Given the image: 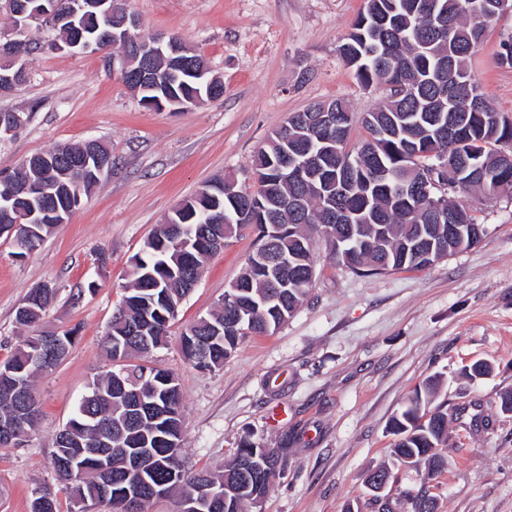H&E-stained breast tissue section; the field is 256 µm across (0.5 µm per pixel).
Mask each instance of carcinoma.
Listing matches in <instances>:
<instances>
[{
    "label": "carcinoma",
    "instance_id": "carcinoma-1",
    "mask_svg": "<svg viewBox=\"0 0 512 512\" xmlns=\"http://www.w3.org/2000/svg\"><path fill=\"white\" fill-rule=\"evenodd\" d=\"M423 0H366L340 51L344 63L364 86L375 82L388 90L378 108L356 117L339 100L316 102L288 115L274 131L272 141L256 154L254 186L238 185L228 175L210 180L184 200L181 211L170 214L133 257L132 282L113 313L107 337L121 344V357L140 356L133 327L143 326L152 348L166 344L172 321L191 291L193 282L212 257L211 219L224 214V239L250 227L256 232V250L277 253L288 260L279 269L283 281L277 300L270 302L265 274L246 263L234 283V299L218 305L205 319L182 333L185 358L196 367L217 369L238 348L246 333L276 331L306 300L315 278V238L336 240L330 258L337 266L363 275L388 271L422 270L435 265L438 255L417 261L405 253L419 227L430 230L434 248L458 253L476 245L483 232L468 209L455 197L479 191L486 195L512 194V171L498 162L502 141L512 126L493 104L466 67L486 38L487 23L503 15L497 0H437L435 12L421 7ZM121 18L104 19L81 12L76 25L86 34L121 32ZM156 84L139 93V101L160 99L167 107L180 102L189 108L205 99H218L224 85L206 86L201 78L183 73L169 76L161 59L153 61ZM328 112L335 122L320 127L311 120ZM366 130L357 150L348 148L355 124ZM294 142L325 149L321 164L344 171L346 193L327 182L313 189L288 178L283 149ZM80 147L64 145L37 157L30 156L13 170L0 169L5 181L39 182L43 198L63 205L70 198L89 197L98 181L73 171L59 178L57 169ZM444 164L457 178L450 179L447 198L436 205L425 193L403 194L418 184L422 173ZM28 301L16 312L18 324L32 326L42 317L49 296ZM223 335L213 336V328ZM36 337L29 336L13 355L0 364V422L11 424L8 444L27 436L34 426L25 418L21 400L12 391L17 378L31 379L55 368L59 360L45 355L33 362ZM111 354V357L118 356ZM171 379L168 385L162 379ZM139 391L174 416L151 426L125 418L124 392ZM433 380L414 390L403 409L392 418L390 432L397 437V461L424 464L427 476L442 473L446 458L436 452L448 438V413L434 405ZM70 421L66 436H55L50 464L61 480L62 467L72 463L82 479L71 487L74 500L98 497L97 453L112 460V492L137 482L143 487L184 495L201 482L225 486L224 499H216L209 512H249L268 494L276 471L268 467L263 448L248 440L236 448L221 472L192 471L181 453L172 452L164 438L183 441L184 415L179 379L154 365L129 364L93 381ZM137 448H151L154 461L142 474H127L125 456ZM30 512H58L56 494L42 488ZM402 512H435L434 496L422 488L417 494L401 492Z\"/></svg>",
    "mask_w": 512,
    "mask_h": 512
}]
</instances>
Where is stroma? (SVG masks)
Listing matches in <instances>:
<instances>
[{
  "instance_id": "35a3bbf8",
  "label": "stroma",
  "mask_w": 512,
  "mask_h": 512,
  "mask_svg": "<svg viewBox=\"0 0 512 512\" xmlns=\"http://www.w3.org/2000/svg\"><path fill=\"white\" fill-rule=\"evenodd\" d=\"M364 0H128L149 38L176 35L222 78L224 95L185 111L141 105L105 54L27 55L28 77L0 110L25 113V126L0 140V168L61 144L99 140L112 169L95 192L34 252L17 256L0 236V364L26 336L71 334L61 363L34 389L40 418L27 441L0 447V512H30L34 489L51 487L72 512L50 465L55 435L93 379L116 369L105 348L112 312L130 281L132 257L175 206L205 181L234 174L253 183V161L268 136L309 104L338 99L360 114L386 97L362 86L339 49ZM471 56L472 79L512 115V67L500 43L512 13L489 22ZM485 233L474 247L419 271L359 276L336 268L317 241L316 275L305 303L274 333L245 336L223 367L184 357L180 337L207 315L255 248L244 229L217 253L186 297L153 363L179 378L182 456L193 470H223L243 440L280 451V466L253 512H344L362 476L390 463L388 423L426 380H440L448 412V466L396 468L398 490L429 484L437 512H512V195H469ZM53 296L41 320L19 326L15 311L32 289ZM489 365L479 379L464 375Z\"/></svg>"
}]
</instances>
